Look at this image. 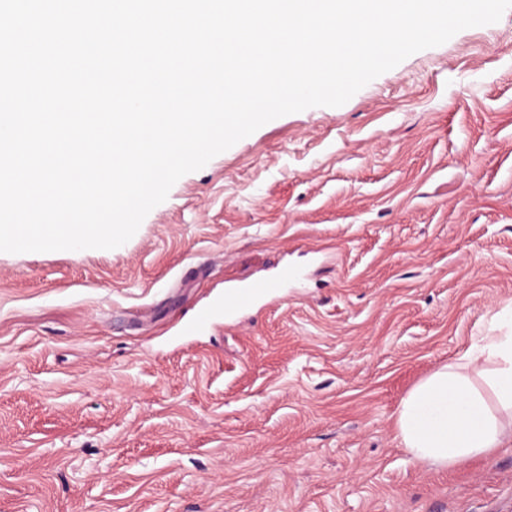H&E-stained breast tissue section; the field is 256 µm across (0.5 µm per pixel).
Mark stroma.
<instances>
[{
	"mask_svg": "<svg viewBox=\"0 0 512 512\" xmlns=\"http://www.w3.org/2000/svg\"><path fill=\"white\" fill-rule=\"evenodd\" d=\"M302 288L175 339L226 288ZM512 304V9L181 177L112 250L0 252V512H512L401 400Z\"/></svg>",
	"mask_w": 512,
	"mask_h": 512,
	"instance_id": "1",
	"label": "stroma"
}]
</instances>
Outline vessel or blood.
Masks as SVG:
<instances>
[{"mask_svg": "<svg viewBox=\"0 0 512 512\" xmlns=\"http://www.w3.org/2000/svg\"><path fill=\"white\" fill-rule=\"evenodd\" d=\"M303 278L301 271L294 266H279L273 275L251 283L225 289L221 306L200 310L182 323L178 333L182 336H196L211 325L216 317H223L225 324H233L245 310L271 301L296 286Z\"/></svg>", "mask_w": 512, "mask_h": 512, "instance_id": "1", "label": "vessel or blood"}]
</instances>
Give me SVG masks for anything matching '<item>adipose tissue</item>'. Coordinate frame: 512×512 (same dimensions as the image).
<instances>
[{"instance_id":"obj_1","label":"adipose tissue","mask_w":512,"mask_h":512,"mask_svg":"<svg viewBox=\"0 0 512 512\" xmlns=\"http://www.w3.org/2000/svg\"><path fill=\"white\" fill-rule=\"evenodd\" d=\"M480 362L488 366L491 405L464 373ZM397 425L414 461L442 468L512 444V306L456 363L441 367L402 399Z\"/></svg>"}]
</instances>
